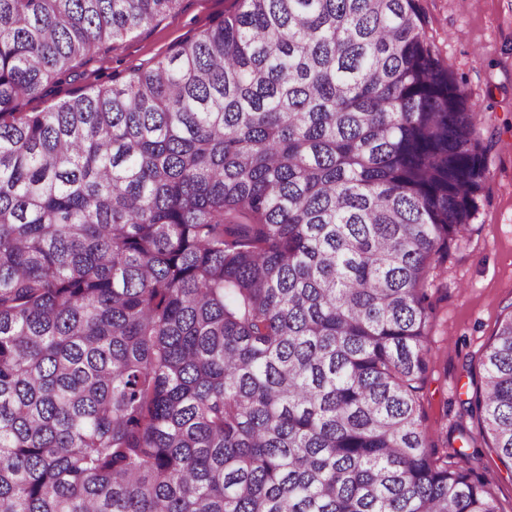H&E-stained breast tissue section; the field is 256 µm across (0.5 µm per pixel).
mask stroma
I'll return each instance as SVG.
<instances>
[{"instance_id": "stroma-1", "label": "stroma", "mask_w": 512, "mask_h": 512, "mask_svg": "<svg viewBox=\"0 0 512 512\" xmlns=\"http://www.w3.org/2000/svg\"><path fill=\"white\" fill-rule=\"evenodd\" d=\"M421 5L428 39L443 65L463 81L478 123L495 141L489 157L492 175L478 196L471 232L451 246L448 261L432 266L428 276L436 287L437 326L423 390L425 423L429 430H446L449 447L459 448L460 402L473 391L478 358L498 321L512 312V0H421ZM237 6V0H183L156 26L118 44L108 60L87 57L74 78L23 101L19 109L42 112L72 92L149 66ZM476 454L494 478L492 493L500 512H512V471L485 444H478Z\"/></svg>"}]
</instances>
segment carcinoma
<instances>
[{
    "label": "carcinoma",
    "instance_id": "1",
    "mask_svg": "<svg viewBox=\"0 0 512 512\" xmlns=\"http://www.w3.org/2000/svg\"><path fill=\"white\" fill-rule=\"evenodd\" d=\"M0 0V512H499L422 416L492 140L419 0ZM457 424L512 468V312ZM236 0H184L181 8L166 15L149 30L138 31L118 44L104 63L100 55L84 59L76 76L48 94L23 101L19 112H42L70 97L72 92L109 84L112 75L125 78L133 69L147 67L164 57L178 42L193 38L233 13Z\"/></svg>",
    "mask_w": 512,
    "mask_h": 512
}]
</instances>
